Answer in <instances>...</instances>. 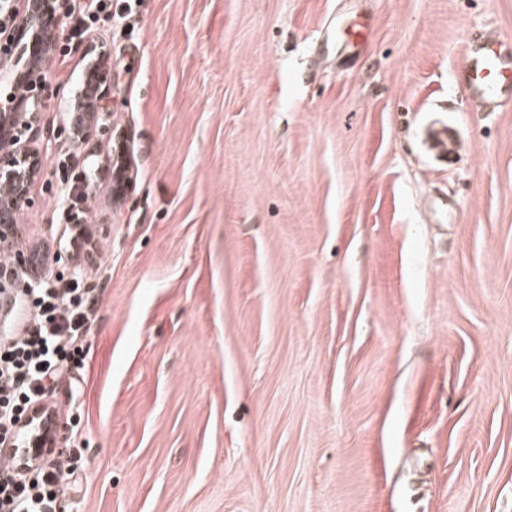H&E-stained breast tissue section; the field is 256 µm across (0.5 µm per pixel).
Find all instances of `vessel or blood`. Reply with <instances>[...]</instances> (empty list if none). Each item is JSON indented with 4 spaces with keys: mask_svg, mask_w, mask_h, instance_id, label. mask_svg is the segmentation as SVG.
Listing matches in <instances>:
<instances>
[{
    "mask_svg": "<svg viewBox=\"0 0 512 512\" xmlns=\"http://www.w3.org/2000/svg\"><path fill=\"white\" fill-rule=\"evenodd\" d=\"M370 25L353 20L337 26L336 37L350 47L365 46ZM466 110L496 112L512 104V38L486 33L468 35L464 61L457 72ZM424 141L436 155L450 158L460 150V139L453 124L436 120L423 133Z\"/></svg>",
    "mask_w": 512,
    "mask_h": 512,
    "instance_id": "1",
    "label": "vessel or blood"
}]
</instances>
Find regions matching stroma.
Returning a JSON list of instances; mask_svg holds the SVG:
<instances>
[{
  "label": "stroma",
  "mask_w": 512,
  "mask_h": 512,
  "mask_svg": "<svg viewBox=\"0 0 512 512\" xmlns=\"http://www.w3.org/2000/svg\"><path fill=\"white\" fill-rule=\"evenodd\" d=\"M486 30L512 0H136L51 59L68 90L94 45L112 63L86 146L47 100L18 222L46 271L91 272L53 390L73 512H512V106L458 111L454 82ZM440 109L467 144L444 167ZM80 173L88 258L54 212ZM370 28L367 20H352L344 26L338 23L336 25V38L344 41L347 46L363 47L369 38Z\"/></svg>",
  "instance_id": "obj_1"
}]
</instances>
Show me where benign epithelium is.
Instances as JSON below:
<instances>
[{"label":"benign epithelium","mask_w":512,"mask_h":512,"mask_svg":"<svg viewBox=\"0 0 512 512\" xmlns=\"http://www.w3.org/2000/svg\"><path fill=\"white\" fill-rule=\"evenodd\" d=\"M32 10L24 12L17 21L9 57L0 58V67L14 70L15 81L26 86L24 95L8 96L0 101V181L13 188L11 196L0 200V240L19 241L20 231L16 222V210L29 203V191L40 177L43 159L40 153L29 147L40 132V109L49 95L59 96L60 88H50L46 70L50 58V44L63 14L64 0H33ZM96 92V104L106 97L111 82V68L94 60L87 65ZM100 113L92 112L82 124L65 121L70 130L77 133L74 140L81 145L88 140ZM44 275V268L32 264L28 254L19 249L12 265L0 267V299L12 301L14 296L31 288Z\"/></svg>","instance_id":"7a95c632"}]
</instances>
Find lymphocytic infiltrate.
<instances>
[{
	"label": "lymphocytic infiltrate",
	"instance_id": "obj_1",
	"mask_svg": "<svg viewBox=\"0 0 512 512\" xmlns=\"http://www.w3.org/2000/svg\"><path fill=\"white\" fill-rule=\"evenodd\" d=\"M112 0H79L68 15L70 26L54 41L68 61L74 36L95 31ZM83 275L44 279L23 299L33 319L23 334L0 339V452L11 465L0 467V512H66L74 468L51 447L57 410L48 394L70 372L75 357L85 356L89 319Z\"/></svg>",
	"mask_w": 512,
	"mask_h": 512
}]
</instances>
